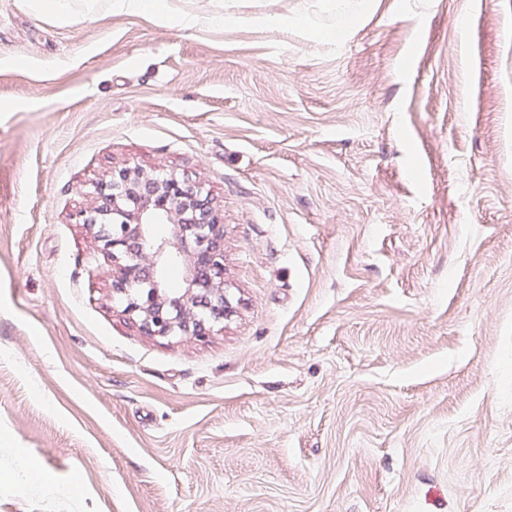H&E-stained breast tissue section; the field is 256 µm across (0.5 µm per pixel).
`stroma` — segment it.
Listing matches in <instances>:
<instances>
[{"instance_id": "stroma-1", "label": "stroma", "mask_w": 512, "mask_h": 512, "mask_svg": "<svg viewBox=\"0 0 512 512\" xmlns=\"http://www.w3.org/2000/svg\"><path fill=\"white\" fill-rule=\"evenodd\" d=\"M172 11L0 0V512H512V0ZM133 163L223 212L203 341L79 222Z\"/></svg>"}]
</instances>
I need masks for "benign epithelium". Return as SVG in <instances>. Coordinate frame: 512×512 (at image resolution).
Instances as JSON below:
<instances>
[{"mask_svg": "<svg viewBox=\"0 0 512 512\" xmlns=\"http://www.w3.org/2000/svg\"><path fill=\"white\" fill-rule=\"evenodd\" d=\"M80 213L111 262L112 296L138 331L152 338L202 341L235 312L224 281V224L209 192L172 170L115 167ZM165 224V236L155 226ZM181 268L179 288L168 269Z\"/></svg>", "mask_w": 512, "mask_h": 512, "instance_id": "obj_1", "label": "benign epithelium"}]
</instances>
